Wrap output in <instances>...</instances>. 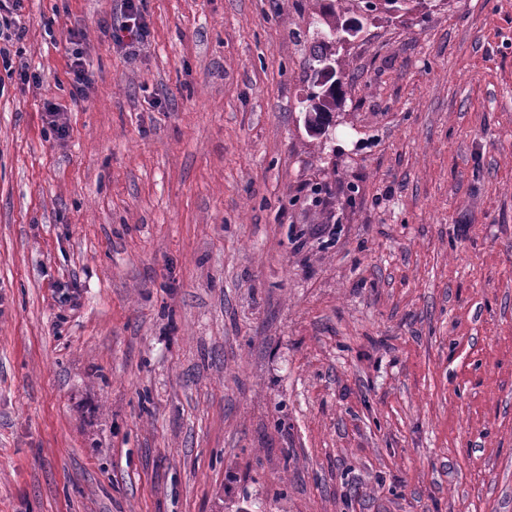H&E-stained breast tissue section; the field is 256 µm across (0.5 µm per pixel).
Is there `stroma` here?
I'll list each match as a JSON object with an SVG mask.
<instances>
[{"label": "stroma", "mask_w": 512, "mask_h": 512, "mask_svg": "<svg viewBox=\"0 0 512 512\" xmlns=\"http://www.w3.org/2000/svg\"><path fill=\"white\" fill-rule=\"evenodd\" d=\"M319 7L14 12L0 512H512V0L367 21L322 135ZM71 45L73 48L70 49V68L73 75V91L72 95L75 100L81 99L84 96L85 87L89 84L90 79L88 77V69L85 67V62L82 53L77 47V43L70 38Z\"/></svg>", "instance_id": "1"}]
</instances>
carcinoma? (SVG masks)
<instances>
[{
    "mask_svg": "<svg viewBox=\"0 0 512 512\" xmlns=\"http://www.w3.org/2000/svg\"><path fill=\"white\" fill-rule=\"evenodd\" d=\"M436 0H325L320 11L324 31V40L315 53L314 80L311 92L301 101L308 116L311 128L322 131L330 124L332 112L336 111L340 97V82L336 75L346 71L348 63L338 54L336 46L340 44V35L345 33L350 18L358 12L370 9L378 14L395 15L409 13L424 5L432 8Z\"/></svg>",
    "mask_w": 512,
    "mask_h": 512,
    "instance_id": "1",
    "label": "carcinoma"
}]
</instances>
